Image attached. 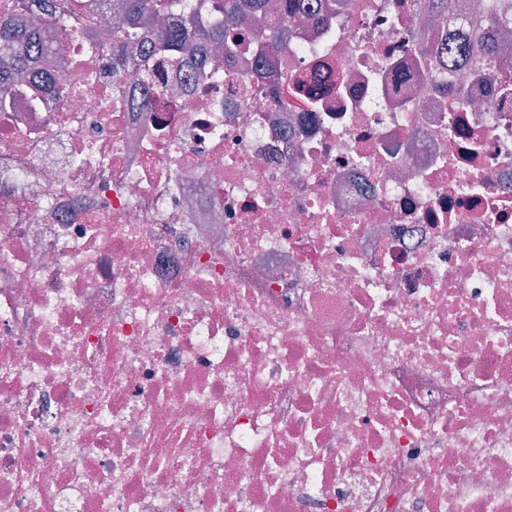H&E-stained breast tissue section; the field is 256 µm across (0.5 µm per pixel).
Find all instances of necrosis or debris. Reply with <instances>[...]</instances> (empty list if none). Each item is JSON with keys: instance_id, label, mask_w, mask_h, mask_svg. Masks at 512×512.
Returning <instances> with one entry per match:
<instances>
[{"instance_id": "1", "label": "necrosis or debris", "mask_w": 512, "mask_h": 512, "mask_svg": "<svg viewBox=\"0 0 512 512\" xmlns=\"http://www.w3.org/2000/svg\"><path fill=\"white\" fill-rule=\"evenodd\" d=\"M78 2L0 90V512H512V90L416 0L214 74Z\"/></svg>"}]
</instances>
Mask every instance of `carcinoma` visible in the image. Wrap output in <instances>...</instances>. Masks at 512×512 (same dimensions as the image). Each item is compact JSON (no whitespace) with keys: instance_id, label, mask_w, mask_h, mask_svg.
Returning a JSON list of instances; mask_svg holds the SVG:
<instances>
[{"instance_id":"obj_1","label":"carcinoma","mask_w":512,"mask_h":512,"mask_svg":"<svg viewBox=\"0 0 512 512\" xmlns=\"http://www.w3.org/2000/svg\"><path fill=\"white\" fill-rule=\"evenodd\" d=\"M428 8L441 19L456 12L457 0H427ZM346 0H222L218 9L222 18L210 21L197 9L194 0H121V13L107 18L116 30L140 21L144 24L162 22L170 10L182 12V23L162 31V43L178 49L196 46L224 47V58H233L236 46L246 39L260 36L271 29L270 15L278 11L288 18L302 17L320 25L331 13L343 10ZM512 30V0H481V15L457 30L448 31L442 41L434 43L443 65L462 68L475 51L483 52L496 65L502 82L512 83V54L502 50V39ZM22 37L31 39V55L38 56L43 45L36 29L27 30L13 23L9 17H0V53L8 55L12 44ZM31 79L27 62L13 58L0 67V88Z\"/></svg>"}]
</instances>
